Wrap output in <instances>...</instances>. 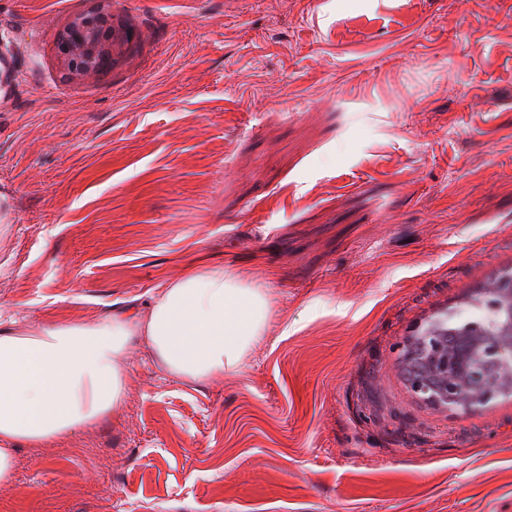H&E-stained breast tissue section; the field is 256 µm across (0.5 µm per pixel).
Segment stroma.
<instances>
[{
    "label": "stroma",
    "instance_id": "1",
    "mask_svg": "<svg viewBox=\"0 0 512 512\" xmlns=\"http://www.w3.org/2000/svg\"><path fill=\"white\" fill-rule=\"evenodd\" d=\"M94 5L0 0V321L94 323L217 263L273 315L221 378L137 341L124 404L19 445L0 512H512V403L390 382L380 425L365 398L413 320L512 265V0H116L139 42L63 81Z\"/></svg>",
    "mask_w": 512,
    "mask_h": 512
}]
</instances>
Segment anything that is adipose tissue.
I'll return each mask as SVG.
<instances>
[{"instance_id":"obj_1","label":"adipose tissue","mask_w":512,"mask_h":512,"mask_svg":"<svg viewBox=\"0 0 512 512\" xmlns=\"http://www.w3.org/2000/svg\"><path fill=\"white\" fill-rule=\"evenodd\" d=\"M271 316L267 288L214 265L166 283L144 313L131 306L91 324L0 325V483L15 478V442L50 445L122 401L125 355L138 337L171 376L198 381L240 370Z\"/></svg>"}]
</instances>
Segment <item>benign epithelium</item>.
<instances>
[{
    "mask_svg": "<svg viewBox=\"0 0 512 512\" xmlns=\"http://www.w3.org/2000/svg\"><path fill=\"white\" fill-rule=\"evenodd\" d=\"M125 24L114 8V0H96L94 10L72 15L57 41V63L69 82L85 80L130 49L123 43Z\"/></svg>",
    "mask_w": 512,
    "mask_h": 512,
    "instance_id": "obj_1",
    "label": "benign epithelium"
}]
</instances>
